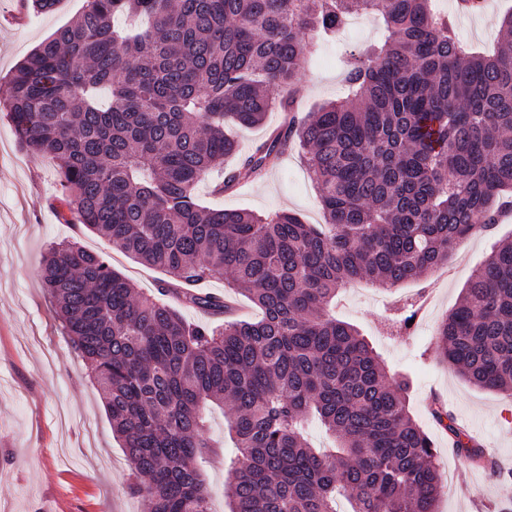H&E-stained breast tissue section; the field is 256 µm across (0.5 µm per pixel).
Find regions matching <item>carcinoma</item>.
<instances>
[{
  "instance_id": "carcinoma-1",
  "label": "carcinoma",
  "mask_w": 512,
  "mask_h": 512,
  "mask_svg": "<svg viewBox=\"0 0 512 512\" xmlns=\"http://www.w3.org/2000/svg\"><path fill=\"white\" fill-rule=\"evenodd\" d=\"M432 2L85 0L14 69L5 110L19 145L57 163L60 201L169 277L145 295L77 241L50 247L42 270L145 512H211L195 460L210 448L202 409L224 403L232 512H336L339 495L351 512H436L445 481L407 384L328 312L353 281L399 287L448 262L512 193V40L471 52ZM354 13L380 14L384 39L354 57L345 96L300 115L307 41ZM118 16L145 26L117 29ZM275 108L283 127L224 170V189L297 144L322 224L197 200L238 152L226 121L259 126ZM224 274L259 318L185 289ZM169 295L210 320L188 322ZM436 345L468 383L512 391V243L474 272ZM430 410L458 456L490 463L442 399ZM310 417L334 447H310Z\"/></svg>"
}]
</instances>
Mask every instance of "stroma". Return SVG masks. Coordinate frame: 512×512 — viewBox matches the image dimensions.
<instances>
[{
    "label": "stroma",
    "instance_id": "1",
    "mask_svg": "<svg viewBox=\"0 0 512 512\" xmlns=\"http://www.w3.org/2000/svg\"><path fill=\"white\" fill-rule=\"evenodd\" d=\"M458 0H437L453 15L470 47L488 51L500 38V22L512 0H485L481 12H461ZM84 0H61L49 13L27 12L22 0H0V103L10 94L9 76L34 46L68 23ZM342 44L312 39L308 64L299 75L302 111L336 99L360 47L378 41L379 19L360 15ZM55 164L26 152L0 112V512H144L130 489V464L112 434V422L89 367L71 348L51 297L41 280L43 255L51 242L77 239L103 254L112 269L153 294L165 275L111 249L98 235L65 220ZM207 206L249 209L260 214L289 210L305 223L319 224V192L300 149L289 151L260 180L221 196L210 183L197 189ZM512 239V216L494 234L469 240L422 282L384 289L364 282L336 299V316L360 327L384 359L387 372L410 383V409L431 437L446 476L438 512H499L512 502V482L472 466L448 447V436L432 419V396H442L499 462L512 467V395L476 389L439 358L434 347L438 323L457 305L472 271L498 240ZM414 315L411 326L402 320ZM207 435L217 456L201 461L214 512H230L224 496L226 465L237 453L224 427V411L208 413Z\"/></svg>",
    "mask_w": 512,
    "mask_h": 512
}]
</instances>
